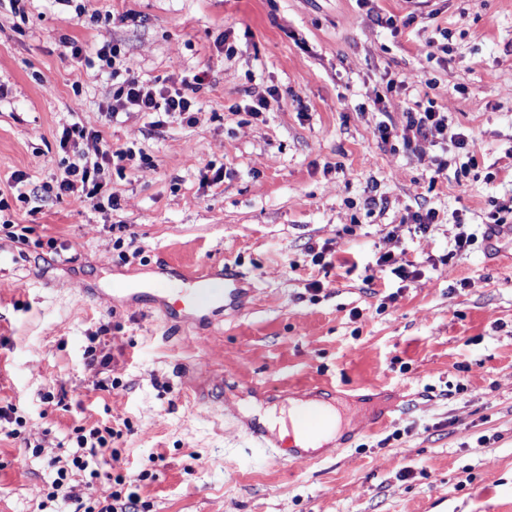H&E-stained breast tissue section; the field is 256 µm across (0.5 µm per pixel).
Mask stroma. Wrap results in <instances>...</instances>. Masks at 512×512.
I'll list each match as a JSON object with an SVG mask.
<instances>
[{"mask_svg": "<svg viewBox=\"0 0 512 512\" xmlns=\"http://www.w3.org/2000/svg\"><path fill=\"white\" fill-rule=\"evenodd\" d=\"M73 44L160 86L204 74L194 124L113 110V69ZM378 95L397 122L433 102L474 166L437 137L381 143L360 109ZM75 122L142 153L91 201L48 191ZM0 197L28 228L0 230V407L24 421L0 424V512L118 489L135 512H512V235L447 257L500 206L512 225V0H0ZM212 263L253 292L174 335L116 293ZM314 397L343 419L315 459L250 446L240 402ZM81 428L115 430L114 459L42 502Z\"/></svg>", "mask_w": 512, "mask_h": 512, "instance_id": "35a3bbf8", "label": "stroma"}]
</instances>
